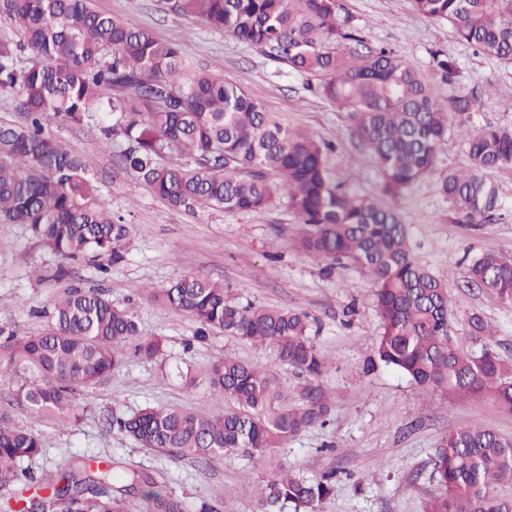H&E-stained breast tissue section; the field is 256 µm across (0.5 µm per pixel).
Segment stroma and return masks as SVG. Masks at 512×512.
Instances as JSON below:
<instances>
[{"mask_svg": "<svg viewBox=\"0 0 512 512\" xmlns=\"http://www.w3.org/2000/svg\"><path fill=\"white\" fill-rule=\"evenodd\" d=\"M343 4L371 43L395 48L422 71H432L433 51L455 60L453 83L438 85L437 92L443 97L484 94L485 105L472 113L469 128L512 126V64L475 54L446 22L417 13L412 0ZM94 6L158 38L180 41L198 65L238 85L291 125L335 145L330 166L337 176L349 178L357 192L377 194V164L358 146L346 113L309 94L303 76L276 75L251 46L199 20L163 12L157 0H95ZM48 132L82 156L113 212L124 216L130 244L117 264L107 254L65 261L25 227L0 224V328L20 336L41 332L54 302L67 288L79 287L105 293L116 306L134 307L141 335L163 337L166 348L151 362L127 357L107 382L81 388L76 421L30 416L13 403L11 382L0 381V414H9L43 441L42 453L22 461L21 469L39 477L68 463L106 460L120 470L149 473L157 490L180 497L187 512H199L204 502L219 512H254V488L272 473L290 469L316 480L332 471L336 489L320 512H424L437 491L432 460L442 436L482 427L512 437V413L491 401L422 388L392 369L368 367L379 334L373 285L354 267L299 251L302 226L287 203L249 214L171 209L141 183L117 174L116 152L103 147L95 128L55 122ZM467 164L462 140L449 138L433 171L395 206L410 227L415 260L448 289L457 343L474 349L467 319L481 313L497 329L495 352L512 362V304L466 280L468 265L482 253L512 254V170L491 173L502 190V218L461 224L440 182L448 170ZM179 273L222 282L239 302L298 309L315 320L312 342L327 363L318 382L332 407L326 426L308 429L259 460L239 456L203 462L175 460L111 429L113 415L144 406L214 411L217 394L208 383L185 388L176 370L188 366L201 374L220 356L250 363L286 394L305 381L303 374L277 362L271 346L221 333L197 338L198 325L190 316L150 296Z\"/></svg>", "mask_w": 512, "mask_h": 512, "instance_id": "obj_1", "label": "stroma"}]
</instances>
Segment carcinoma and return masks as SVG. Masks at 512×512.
Wrapping results in <instances>:
<instances>
[{"label": "carcinoma", "instance_id": "carcinoma-1", "mask_svg": "<svg viewBox=\"0 0 512 512\" xmlns=\"http://www.w3.org/2000/svg\"><path fill=\"white\" fill-rule=\"evenodd\" d=\"M176 15L254 47L267 61L306 77V90L347 113L352 133L375 158L379 195H360L336 180L330 145L291 127L235 85L196 66L181 43L162 41L96 10L92 0H0V17L18 39H0V94L17 99L24 121L0 120V224H21L66 259L108 253L125 258L129 227L112 214L82 158L46 134L52 122L93 125L120 148L121 171L172 208L206 205L248 214L287 198L308 254L347 263L374 286L380 334L370 366L390 367L421 387L488 399L512 412V362L492 349L496 329L469 317L475 354L455 342L446 288L413 256L409 226L391 202L435 167L448 136L459 137L469 164L450 170L441 192L464 224H480L501 206L488 174L512 169V127L472 130L466 115L478 95L440 98L455 63L437 52L433 73L420 71L392 48L373 46L351 23L342 0H161ZM421 15L448 23L484 56L512 63V0H413ZM467 281L512 303V256L487 251ZM151 296L189 315L197 337L219 332L273 346L276 360L315 378L324 363L304 311L243 305L224 284L179 275ZM151 361L163 355L159 337L140 334L135 311L112 305L95 290L69 289L54 304L43 331L27 336L0 329V380L16 383L13 398L39 419L68 418L79 388L106 379L125 349ZM205 379L224 399L212 415L145 406L115 416L112 427L136 444L178 460L262 458L328 420L322 387L302 384L293 401L266 374L232 357L217 358ZM42 448L38 433L0 415V481L33 485L34 493L3 512H122L123 495L144 490L147 512H186L181 499L152 490L138 470L110 465L62 466L36 479L18 469ZM437 492L426 512H512V437L459 428L442 438L434 457ZM336 473L307 480L279 471L263 481L255 512H318Z\"/></svg>", "mask_w": 512, "mask_h": 512}]
</instances>
